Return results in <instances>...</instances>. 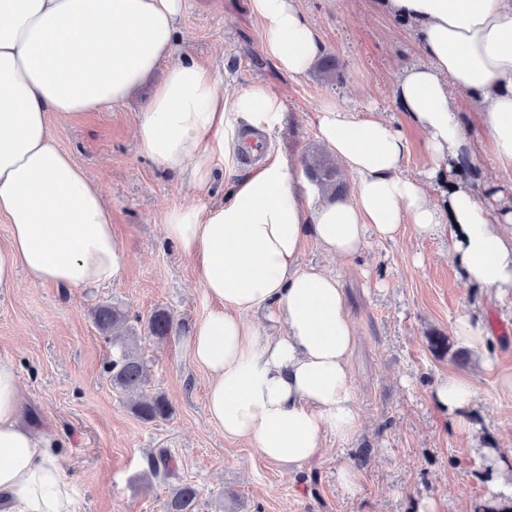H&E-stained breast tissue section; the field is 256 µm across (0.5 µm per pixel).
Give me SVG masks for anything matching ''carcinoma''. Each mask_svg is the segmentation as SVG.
<instances>
[{"instance_id":"obj_1","label":"carcinoma","mask_w":512,"mask_h":512,"mask_svg":"<svg viewBox=\"0 0 512 512\" xmlns=\"http://www.w3.org/2000/svg\"><path fill=\"white\" fill-rule=\"evenodd\" d=\"M310 177L322 191L337 196L343 192V183L336 168L326 159L318 160L310 171ZM93 320L103 332L112 333V362L109 374L112 387L123 392L138 393L140 397L133 406L134 413L143 421L153 422L167 418L172 407L160 394L143 392L145 383V362L137 344L136 330L128 325L127 312L117 305H100L93 311ZM150 335L162 339L173 330V318L164 310L155 311L148 320ZM170 454L162 450L159 457L149 461L153 475H172ZM200 490L191 482H179L171 487L163 503L164 512H198Z\"/></svg>"}]
</instances>
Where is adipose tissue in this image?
Masks as SVG:
<instances>
[{
    "label": "adipose tissue",
    "instance_id": "obj_1",
    "mask_svg": "<svg viewBox=\"0 0 512 512\" xmlns=\"http://www.w3.org/2000/svg\"><path fill=\"white\" fill-rule=\"evenodd\" d=\"M183 0H0V291L19 273L39 284L79 289L120 277L126 255L112 231L101 189L55 140L48 118L102 112L128 99L158 67L137 127L142 154L188 163L205 189L224 156V96L210 67L174 56ZM411 23L424 63L403 69L395 96L424 135V178L404 173L407 139L380 113L350 119L337 103L316 114L319 136L352 176L353 196L315 203L304 167L270 158L235 185L228 202L201 213H168L165 232L200 259L201 285L216 305L197 326L191 360L211 383L209 418L225 435L250 442L289 467L317 455L326 433L358 429L347 358L354 332L337 278L301 267L305 227L329 253L352 257L367 231L395 238L410 224L446 231L470 283L512 294V201L485 206L458 181L446 205L429 185L472 144L456 96L478 97L490 147L512 170V0H381ZM267 34L265 51L302 76L321 53L314 27L295 0H252ZM247 128L279 125L280 100L257 87L235 96ZM283 324L269 334L252 320ZM14 364L0 359V512H79L75 491L42 433L19 417ZM469 379L449 374L433 390L439 407L469 430Z\"/></svg>",
    "mask_w": 512,
    "mask_h": 512
}]
</instances>
